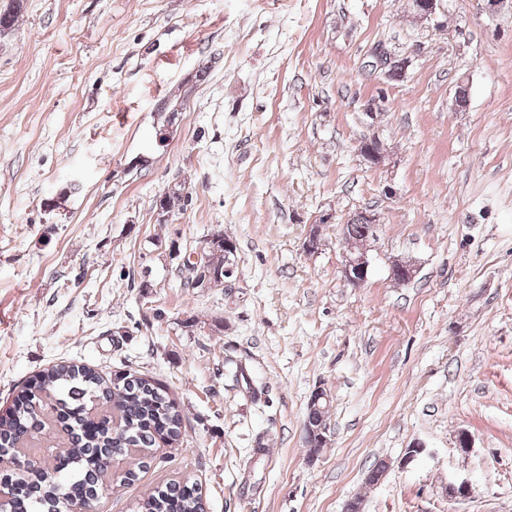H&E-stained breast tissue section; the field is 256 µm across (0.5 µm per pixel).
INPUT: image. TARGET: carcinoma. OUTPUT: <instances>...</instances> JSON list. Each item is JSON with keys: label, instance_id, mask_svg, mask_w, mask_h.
Wrapping results in <instances>:
<instances>
[{"label": "carcinoma", "instance_id": "carcinoma-1", "mask_svg": "<svg viewBox=\"0 0 512 512\" xmlns=\"http://www.w3.org/2000/svg\"><path fill=\"white\" fill-rule=\"evenodd\" d=\"M370 225H346L347 241L361 246L372 236ZM224 248L207 253L201 263L211 284L224 283ZM327 401L307 409L304 438L327 423ZM56 431L58 447L74 467L67 481L49 472L40 437ZM182 438L179 406L156 381L123 374L105 381L91 367L52 366L35 375L0 417V463L26 462V486L13 495V512H60L74 501L84 512H98L99 490L112 477V461L126 469L117 476L123 485L138 480L158 442L168 446ZM140 512H205L202 490L188 481H172L147 494Z\"/></svg>", "mask_w": 512, "mask_h": 512}]
</instances>
